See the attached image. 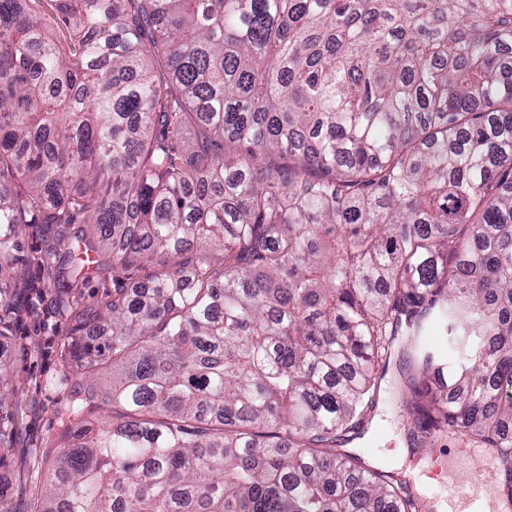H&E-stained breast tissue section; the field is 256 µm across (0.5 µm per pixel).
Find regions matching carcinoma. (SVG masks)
I'll return each instance as SVG.
<instances>
[{
	"mask_svg": "<svg viewBox=\"0 0 512 512\" xmlns=\"http://www.w3.org/2000/svg\"><path fill=\"white\" fill-rule=\"evenodd\" d=\"M29 224L112 275L52 512H419L346 449L399 336L512 507V0H0V338Z\"/></svg>",
	"mask_w": 512,
	"mask_h": 512,
	"instance_id": "obj_1",
	"label": "carcinoma"
}]
</instances>
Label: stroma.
I'll list each match as a JSON object with an SVG mask.
<instances>
[{"mask_svg": "<svg viewBox=\"0 0 512 512\" xmlns=\"http://www.w3.org/2000/svg\"><path fill=\"white\" fill-rule=\"evenodd\" d=\"M46 233L41 224L23 232L24 253L31 260L30 287L17 299L20 312L11 336L0 341V362L7 364L15 391L13 402L0 408V416L15 420L13 446L0 461V478L9 483L5 496L11 512H47L44 489L59 455L47 441L57 436L56 412L79 382L67 354L74 321L55 306V290L42 263ZM397 365V359H390L368 430L350 449L375 466L405 476L424 497L425 512H448V471H465L474 450L446 436L429 443L424 454H415L396 391Z\"/></svg>", "mask_w": 512, "mask_h": 512, "instance_id": "35a3bbf8", "label": "stroma"}]
</instances>
